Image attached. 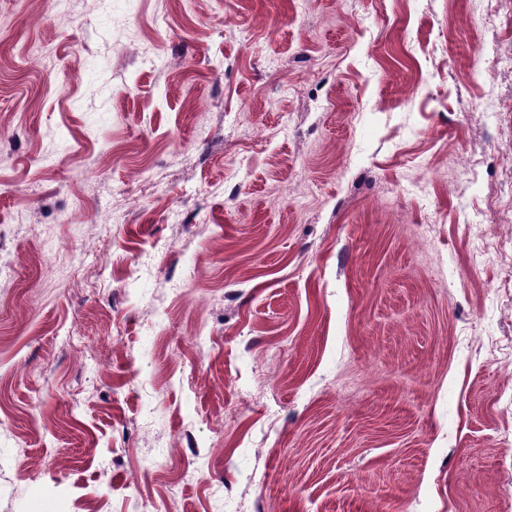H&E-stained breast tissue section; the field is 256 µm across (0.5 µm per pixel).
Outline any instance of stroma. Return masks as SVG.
Segmentation results:
<instances>
[{
  "label": "stroma",
  "instance_id": "obj_1",
  "mask_svg": "<svg viewBox=\"0 0 512 512\" xmlns=\"http://www.w3.org/2000/svg\"><path fill=\"white\" fill-rule=\"evenodd\" d=\"M511 58L512 0H0V512H512Z\"/></svg>",
  "mask_w": 512,
  "mask_h": 512
}]
</instances>
